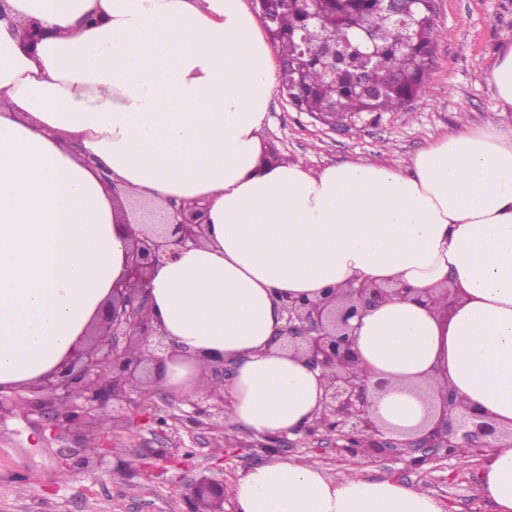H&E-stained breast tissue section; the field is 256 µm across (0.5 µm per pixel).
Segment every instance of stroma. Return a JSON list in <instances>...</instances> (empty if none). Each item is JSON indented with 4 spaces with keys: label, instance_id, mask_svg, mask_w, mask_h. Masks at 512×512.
<instances>
[{
    "label": "stroma",
    "instance_id": "stroma-1",
    "mask_svg": "<svg viewBox=\"0 0 512 512\" xmlns=\"http://www.w3.org/2000/svg\"><path fill=\"white\" fill-rule=\"evenodd\" d=\"M436 37L426 89L401 109L327 122L297 111L273 91L259 161H302L318 169L359 157L407 165L447 134L459 118L476 127L512 125L485 71L512 46V0H434ZM50 392L18 387L0 394V512H187V481L198 471L233 484L266 461L257 436L219 418L188 422L185 398L156 387L150 399L132 395L126 422L81 413L56 434L47 425ZM104 449L81 466L88 449ZM289 457L303 458L331 476L361 469L419 487L444 512H492L478 492L479 466L441 460L415 468L402 461L339 459L333 439L296 440Z\"/></svg>",
    "mask_w": 512,
    "mask_h": 512
}]
</instances>
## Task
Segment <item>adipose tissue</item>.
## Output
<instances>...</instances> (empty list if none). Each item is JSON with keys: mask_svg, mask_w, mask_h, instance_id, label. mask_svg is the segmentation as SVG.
<instances>
[{"mask_svg": "<svg viewBox=\"0 0 512 512\" xmlns=\"http://www.w3.org/2000/svg\"><path fill=\"white\" fill-rule=\"evenodd\" d=\"M0 19V388L52 373L126 264L122 215L200 202L203 244L156 266L151 313L174 356L155 370L193 397L207 364L235 365L231 422L300 432L323 382L275 341L281 297L316 299L353 280L410 298L356 326L357 370L386 380L371 411L413 433L418 387L450 386L512 430V126L458 121L406 167L359 158L321 169L259 166L280 69L246 0H7ZM45 29L36 45L16 20ZM125 191L115 203L108 188ZM457 288L459 303L420 295ZM493 512H512V441L478 474ZM235 512H443L416 487L360 472L333 478L274 457L230 489Z\"/></svg>", "mask_w": 512, "mask_h": 512, "instance_id": "ef3b65f1", "label": "adipose tissue"}]
</instances>
